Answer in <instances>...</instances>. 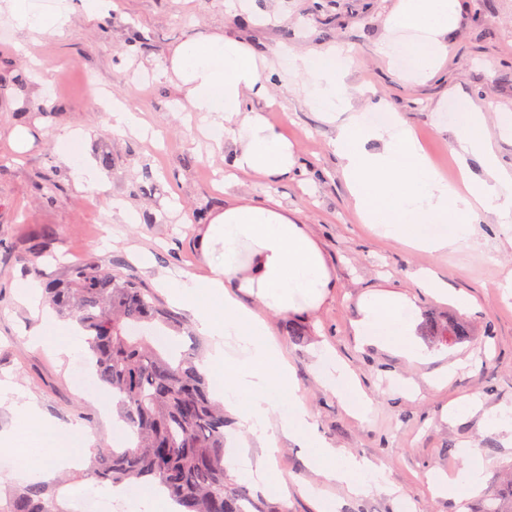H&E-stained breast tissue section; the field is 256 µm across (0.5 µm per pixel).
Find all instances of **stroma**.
<instances>
[{
  "label": "stroma",
  "mask_w": 512,
  "mask_h": 512,
  "mask_svg": "<svg viewBox=\"0 0 512 512\" xmlns=\"http://www.w3.org/2000/svg\"><path fill=\"white\" fill-rule=\"evenodd\" d=\"M36 2L46 11L67 5L73 14L64 31L32 34L0 9V70L36 73L25 92L0 90V381H11L56 426L88 429L95 447H111L116 427L104 418L100 396L76 385L73 360L59 361L49 348L30 343L41 320L20 301L19 285L59 280L70 266L88 262L131 274L148 288L159 270L206 275L198 229L227 201L271 197L310 225L336 286L313 312L286 317L267 311L263 317L296 373L315 434L344 452L383 462L394 490L353 496L326 486L307 466V449L284 439L276 467L288 478V491L270 494V501L288 512H319L318 501L301 492L305 484L326 489L336 512H470L477 496L435 494L426 474L463 471L466 445L486 465L487 492L512 462V433L483 422L484 412L512 410V298L499 286L501 267L512 268V242L489 220L475 225L467 246L431 253L380 238L359 223L331 148L336 127L305 107L302 77L286 73L287 52L343 48L352 59L346 83L390 103L452 178L457 162L433 115L451 112L460 98L480 102L491 115L512 110V0H458L444 63L433 76L409 80L402 62L387 63L376 52L381 39L423 35L413 28L385 29L398 0H107L92 15L79 0ZM215 31L269 61L262 75L275 102L252 107L288 138L305 173L275 184L242 173L225 188L221 156L211 153L197 121L181 110L179 91L161 74L173 47ZM92 85L138 112L151 136H113L104 110L89 99ZM42 88L48 91L43 102L18 114L24 99ZM18 127L33 138L21 152L7 144ZM73 131L93 159L111 154L106 189L75 186L58 154L60 139ZM121 206L136 212L134 223H113L112 211ZM133 246L150 253L153 269L130 256ZM421 269L437 272L471 304L432 298L412 278ZM371 290L412 299L425 363L358 345L353 322L361 294ZM456 321L465 322L470 334L452 345L427 330ZM291 323L301 329L300 341L289 339ZM322 341L357 374L369 397L363 418L349 416L318 381L313 347ZM446 366L447 388L425 384L424 374ZM474 395L480 413L447 420L450 402Z\"/></svg>",
  "instance_id": "35a3bbf8"
}]
</instances>
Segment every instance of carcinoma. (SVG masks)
Wrapping results in <instances>:
<instances>
[{
	"instance_id": "1",
	"label": "carcinoma",
	"mask_w": 512,
	"mask_h": 512,
	"mask_svg": "<svg viewBox=\"0 0 512 512\" xmlns=\"http://www.w3.org/2000/svg\"><path fill=\"white\" fill-rule=\"evenodd\" d=\"M22 69L0 74V85L24 89ZM55 312L86 336L97 379L112 388L133 440L120 451L98 448L89 476L100 485L156 481L183 512H288L280 503L253 498L224 465V406L210 397L198 367L201 345L157 348L151 337L132 336L134 326L189 332L183 315L160 302L152 289L120 271L85 263L46 287ZM0 512H68L43 484L14 488ZM477 512H512V479L485 497Z\"/></svg>"
}]
</instances>
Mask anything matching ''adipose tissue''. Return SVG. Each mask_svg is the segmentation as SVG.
Returning <instances> with one entry per match:
<instances>
[{
	"label": "adipose tissue",
	"instance_id": "1",
	"mask_svg": "<svg viewBox=\"0 0 512 512\" xmlns=\"http://www.w3.org/2000/svg\"><path fill=\"white\" fill-rule=\"evenodd\" d=\"M457 2L399 0L386 27L422 28L429 37L396 47L382 42L378 55L405 60L413 75L434 71L448 54L442 38L455 22ZM7 9L18 28L36 33L62 29L70 20L65 10L41 13L34 0H9ZM349 66L334 46L291 55L293 74L306 77L305 104L336 126L331 146L359 221L371 225L379 237L437 253L468 243L475 225L489 217L511 233L512 163L503 162L499 144L512 141V113H497L491 122L483 106L466 99L458 101L450 115L435 114L459 162L461 179L450 181L399 113L381 101L363 102L361 88L345 85ZM164 75L175 81L182 109L202 114L209 137L226 146L224 159L232 169L271 183L298 170L300 161L288 140L262 113L248 107L250 99L270 97L269 84L248 46L219 34L181 44L170 51ZM471 157L481 161L484 177L471 176ZM198 248L207 276L176 277L160 271L155 281L170 304L192 312L196 332L211 343L200 369L215 382L234 423L227 436L233 449L227 462L244 468L242 448L261 449L255 470L258 484L284 490L275 457L280 439L286 438L308 448V464L325 483L356 496L390 492L383 465L332 448L314 435L294 370L260 315L264 309L280 315L318 309L334 288L308 225L280 203L239 199L211 217L199 234ZM413 316L414 304L405 295L363 293L354 323L356 339L407 362L421 361ZM316 357L321 385L342 400L349 413L363 414L367 402L345 362L325 343ZM64 438L29 400L21 405L15 428L0 432V450L25 459L21 478L49 482L77 467L89 453L86 433H79L69 447ZM484 473L483 460L473 456L456 478L435 471L428 482L436 494L460 497L477 492ZM110 493L114 500L135 503L147 512L177 508L156 483L134 488L120 484Z\"/></svg>",
	"mask_w": 512,
	"mask_h": 512
}]
</instances>
